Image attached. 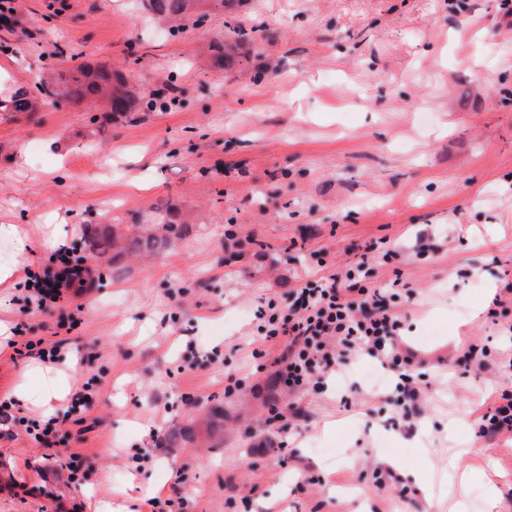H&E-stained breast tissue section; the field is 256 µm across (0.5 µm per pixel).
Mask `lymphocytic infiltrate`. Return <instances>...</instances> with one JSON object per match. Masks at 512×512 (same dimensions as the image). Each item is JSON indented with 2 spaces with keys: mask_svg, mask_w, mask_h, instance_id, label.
I'll use <instances>...</instances> for the list:
<instances>
[{
  "mask_svg": "<svg viewBox=\"0 0 512 512\" xmlns=\"http://www.w3.org/2000/svg\"><path fill=\"white\" fill-rule=\"evenodd\" d=\"M56 253L58 266L33 278L42 310L66 294H79L90 279L89 266L72 259L68 245ZM375 276V258L361 254L345 272H326L289 291L286 301H269L257 330L263 342L277 348L276 375L292 392L339 375L360 355L378 361L397 379L399 420L408 423L420 413V389L412 374L416 354L402 346L404 316L388 303L383 289L374 287Z\"/></svg>",
  "mask_w": 512,
  "mask_h": 512,
  "instance_id": "f902f5d3",
  "label": "lymphocytic infiltrate"
}]
</instances>
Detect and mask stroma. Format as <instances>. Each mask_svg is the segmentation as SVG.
<instances>
[{"instance_id":"stroma-1","label":"stroma","mask_w":512,"mask_h":512,"mask_svg":"<svg viewBox=\"0 0 512 512\" xmlns=\"http://www.w3.org/2000/svg\"><path fill=\"white\" fill-rule=\"evenodd\" d=\"M225 19L215 5L203 28L169 34L142 0H17L0 22V98L72 57L123 70L145 101L109 122L66 100L0 112V223L29 230L24 263L41 269L63 242L95 268L48 316L24 286L0 288L20 344L79 314L58 363L0 353V399L103 380L81 426L67 396L21 407L58 429L46 445L21 426L0 438V512H170L179 496L183 512H448L452 498L512 512V436H478L512 393V302L493 304L512 282V0H243L246 56L215 71L199 51ZM164 206L186 227L161 255L97 258L93 230ZM382 239L400 255L377 285L408 286L392 303L419 360L411 427L391 424L394 381L370 383L368 357L326 391L291 393L252 356L256 310L320 277L312 253L341 271ZM472 343L480 363L449 369ZM230 375L243 389L225 393ZM274 405L300 408L298 429L270 427ZM175 427L191 438L173 448ZM76 449L90 458L71 482ZM389 459L428 472L432 493L376 486Z\"/></svg>"}]
</instances>
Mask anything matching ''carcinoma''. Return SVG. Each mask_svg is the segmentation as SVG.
<instances>
[{"instance_id":"1","label":"carcinoma","mask_w":512,"mask_h":512,"mask_svg":"<svg viewBox=\"0 0 512 512\" xmlns=\"http://www.w3.org/2000/svg\"><path fill=\"white\" fill-rule=\"evenodd\" d=\"M204 0H146V9L158 20L172 24L178 29L183 21H191L195 25L205 22L208 13L203 11ZM237 42L216 41L209 48L210 63L224 70L238 62ZM69 77L60 74L56 83L39 82L37 92L32 93L25 88L16 90L9 99L0 100V109L9 112H32L36 101L56 97L55 85H60L64 97L75 101L100 102L104 111L109 114L125 115L133 111L140 97L130 92L125 85L126 77L119 71L106 67L78 63L69 68ZM183 225L170 218V214L157 209L152 225L139 224L135 231L125 235L119 231V225L104 229L95 234L93 245L98 247L99 254H111L110 260L123 255L136 257H152L161 254L168 246L180 239Z\"/></svg>"}]
</instances>
